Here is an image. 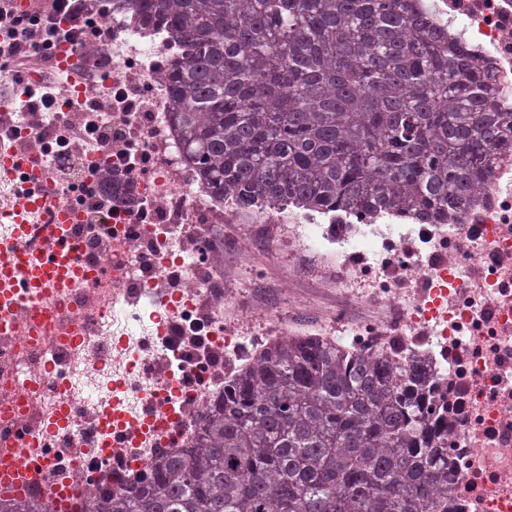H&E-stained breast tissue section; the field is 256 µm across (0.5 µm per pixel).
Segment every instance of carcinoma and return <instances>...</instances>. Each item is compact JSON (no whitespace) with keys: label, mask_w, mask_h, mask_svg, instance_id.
Returning <instances> with one entry per match:
<instances>
[{"label":"carcinoma","mask_w":512,"mask_h":512,"mask_svg":"<svg viewBox=\"0 0 512 512\" xmlns=\"http://www.w3.org/2000/svg\"><path fill=\"white\" fill-rule=\"evenodd\" d=\"M182 45L163 75L197 184L241 211L449 224L512 112L423 0H122ZM431 363L287 336L224 377L195 444L91 512H448Z\"/></svg>","instance_id":"1"}]
</instances>
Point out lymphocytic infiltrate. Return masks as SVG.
Instances as JSON below:
<instances>
[{"label":"lymphocytic infiltrate","mask_w":512,"mask_h":512,"mask_svg":"<svg viewBox=\"0 0 512 512\" xmlns=\"http://www.w3.org/2000/svg\"><path fill=\"white\" fill-rule=\"evenodd\" d=\"M0 28L7 29L8 38L0 41V65L8 69L5 91L22 98L25 122L35 140L47 142L50 157H58L79 147L83 151L111 156L116 140L132 143L142 133L133 128L113 133L112 94L71 99L70 86L61 84L58 70L43 72L39 82H26L22 66L32 55L51 57L54 48L69 43L82 48L84 34L97 41L100 53L91 64L81 67L84 83L97 85L112 74V28L93 26L86 0H54L52 14L16 15L0 8Z\"/></svg>","instance_id":"f902f5d3"}]
</instances>
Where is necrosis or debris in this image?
Masks as SVG:
<instances>
[{
    "instance_id": "obj_1",
    "label": "necrosis or debris",
    "mask_w": 512,
    "mask_h": 512,
    "mask_svg": "<svg viewBox=\"0 0 512 512\" xmlns=\"http://www.w3.org/2000/svg\"><path fill=\"white\" fill-rule=\"evenodd\" d=\"M454 16L472 47L497 68L496 92L512 111V8L479 0ZM171 47L125 17L112 19V127L150 135L147 171L128 155L112 167L137 185L140 208L117 206L111 224H77L76 241L98 271L91 282L57 297L78 320L66 345L48 317L29 328L25 314L0 299V454L45 462L69 480L78 499L123 492L169 454L191 445L224 392V358L241 347L224 320V268L214 257L232 246L246 254L281 253L269 225H287L296 253L337 245L345 288L366 289L389 304L387 325H358L354 341L425 355L447 379L449 495L457 512H512V157L502 156L483 189L485 203L459 224L366 221L323 225L299 213L269 209L243 233L224 234L228 212L196 186L166 121L162 74ZM181 297L143 317L132 295L154 293L171 276ZM66 422L44 431L57 412ZM124 436L100 453L101 418Z\"/></svg>"
}]
</instances>
